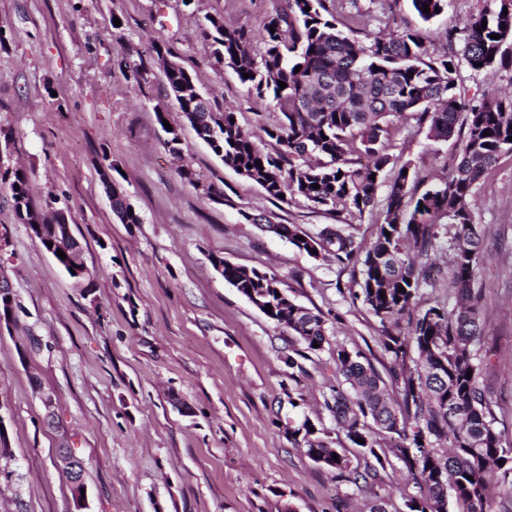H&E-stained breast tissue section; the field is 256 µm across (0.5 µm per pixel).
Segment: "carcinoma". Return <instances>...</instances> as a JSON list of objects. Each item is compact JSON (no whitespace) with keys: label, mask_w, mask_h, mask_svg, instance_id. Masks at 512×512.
Returning a JSON list of instances; mask_svg holds the SVG:
<instances>
[{"label":"carcinoma","mask_w":512,"mask_h":512,"mask_svg":"<svg viewBox=\"0 0 512 512\" xmlns=\"http://www.w3.org/2000/svg\"><path fill=\"white\" fill-rule=\"evenodd\" d=\"M410 2L425 22L437 16L435 9L447 6V0ZM483 2L463 29L448 27L447 48L440 53L410 27L388 34L367 31L357 26L353 13L352 25L345 26L340 12L356 7V0H283L262 20L260 51L244 30L224 25L220 17L207 18L201 36L215 46L216 62L231 67L257 101L270 99L279 109L278 119L266 128L279 145L274 153L262 150L239 123L231 122L234 113L203 97L184 69L164 70L180 111L199 138L276 200L283 194L329 214L340 207L361 215L375 205L379 185L389 182L382 221L368 247L335 225L302 240L296 239L295 225L284 231L293 245L316 258L332 256L340 264L360 267L354 296L382 326L397 327L406 320L405 331L387 330L382 340L393 364L390 380L400 387L402 400L387 396L385 380L366 357L341 346L336 370L343 384L331 389L325 407L357 448L374 450L373 426L397 434L393 456L427 489L409 499L410 512H443L450 493L460 512H486L491 479L512 474V446H503L493 427L495 418L478 381L490 351L483 350L480 294L473 288L483 254L474 202L482 178L501 156L512 155V92L468 98L457 92L455 82L463 61L475 71L512 66V0ZM281 81L287 87L280 88ZM405 115L427 127L433 141L454 137L460 142L450 176L426 184L411 163L398 166L392 160L390 132ZM356 153L369 155L371 163L356 165L350 159ZM0 185L8 187L23 223L52 234L53 225L31 205L26 175L5 170ZM112 208L122 223H140L115 191ZM443 242L452 253L453 307L421 294L434 280L430 254ZM214 265L249 301L271 306L270 320L278 325L288 321L306 349L315 350V342L323 346L325 320L291 300L275 277L222 259ZM311 427L307 421L302 425L308 455L329 469L346 467L344 457L333 459L335 450Z\"/></svg>","instance_id":"obj_1"}]
</instances>
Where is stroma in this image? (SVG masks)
Segmentation results:
<instances>
[{
	"label": "stroma",
	"instance_id": "obj_1",
	"mask_svg": "<svg viewBox=\"0 0 512 512\" xmlns=\"http://www.w3.org/2000/svg\"><path fill=\"white\" fill-rule=\"evenodd\" d=\"M278 0H0V169H19L32 203L65 209L92 287L75 283L20 223L0 187V281L14 297L0 321V512H75L58 461L68 447L85 464V512H363L385 503L409 512L421 489L400 462L383 466L397 437L377 430L354 447L324 405L340 382L337 346L360 351L379 374L390 357L382 326L352 293V268L316 260L270 224L313 234L327 224L370 245L380 209L328 214L270 198L224 164L180 111L152 45L168 46L203 93L257 132L277 113L218 64L200 32L205 16L248 31ZM482 0H448L420 23L393 0L396 25L419 26L436 50L448 25L464 27ZM146 71L134 77L130 63ZM466 96L512 90V68L460 64ZM168 123L160 125L157 115ZM182 139L167 146V127ZM390 154L428 179L452 170L455 140L433 142L407 119ZM190 168L186 181L181 168ZM223 191L220 201L208 188ZM119 189L140 221L112 210ZM485 232L474 271L482 292L490 365L480 377L494 427L512 445V157L478 186ZM275 276L328 327L321 350L298 354L288 330L225 282L212 257ZM295 357L288 366L287 357ZM311 422L345 455L331 470L291 433Z\"/></svg>",
	"mask_w": 512,
	"mask_h": 512
}]
</instances>
